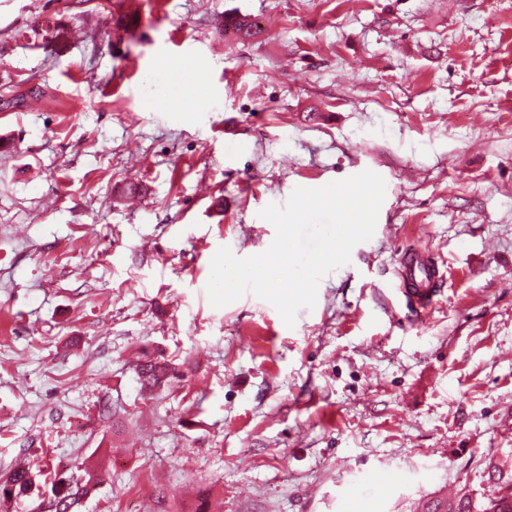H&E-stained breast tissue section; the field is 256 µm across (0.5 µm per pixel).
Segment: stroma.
Segmentation results:
<instances>
[{"label": "stroma", "mask_w": 512, "mask_h": 512, "mask_svg": "<svg viewBox=\"0 0 512 512\" xmlns=\"http://www.w3.org/2000/svg\"><path fill=\"white\" fill-rule=\"evenodd\" d=\"M141 2L118 38L95 0H0V473L94 466L74 512L484 502L512 467V0ZM233 9L261 35L225 38ZM366 170L374 234L313 310L211 305L265 207ZM416 246L445 274L424 318ZM145 351L180 380L141 392ZM411 266H413L414 274L416 270L424 271V278L413 282L409 277ZM397 276L403 285V294L409 302L418 307L420 317H424L421 309L426 311L432 306L436 296L435 286L438 282H442V277L438 273L436 275L430 254L421 248H415L412 252L405 251ZM421 280H423V283H421Z\"/></svg>", "instance_id": "1"}]
</instances>
